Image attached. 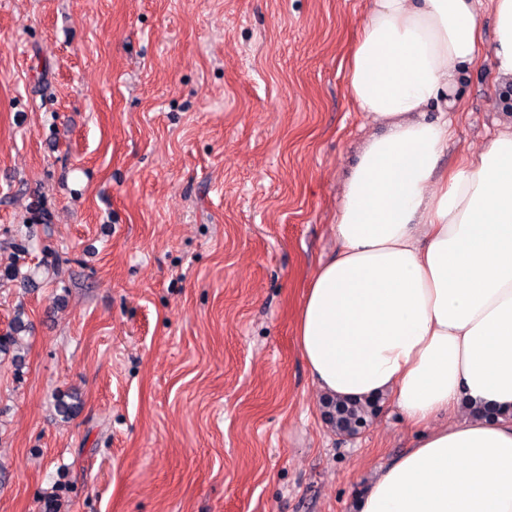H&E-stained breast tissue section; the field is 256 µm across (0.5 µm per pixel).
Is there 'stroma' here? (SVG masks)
I'll list each match as a JSON object with an SVG mask.
<instances>
[{
    "label": "stroma",
    "mask_w": 512,
    "mask_h": 512,
    "mask_svg": "<svg viewBox=\"0 0 512 512\" xmlns=\"http://www.w3.org/2000/svg\"><path fill=\"white\" fill-rule=\"evenodd\" d=\"M370 6L0 0V512H353L413 446L388 400L338 432L295 337ZM456 99L442 171L512 131L487 56Z\"/></svg>",
    "instance_id": "obj_1"
}]
</instances>
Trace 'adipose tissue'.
<instances>
[{
	"label": "adipose tissue",
	"mask_w": 512,
	"mask_h": 512,
	"mask_svg": "<svg viewBox=\"0 0 512 512\" xmlns=\"http://www.w3.org/2000/svg\"><path fill=\"white\" fill-rule=\"evenodd\" d=\"M487 11L512 81V0H373L349 62L346 94L383 132L343 183L297 345L325 396L392 398L421 430L356 512H512V132L433 181ZM465 403L496 415L438 424Z\"/></svg>",
	"instance_id": "1"
}]
</instances>
